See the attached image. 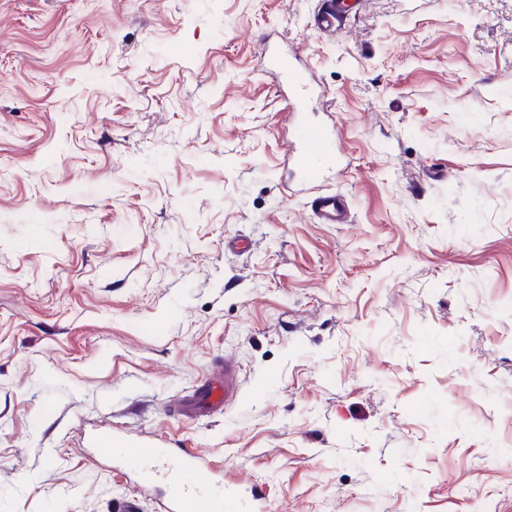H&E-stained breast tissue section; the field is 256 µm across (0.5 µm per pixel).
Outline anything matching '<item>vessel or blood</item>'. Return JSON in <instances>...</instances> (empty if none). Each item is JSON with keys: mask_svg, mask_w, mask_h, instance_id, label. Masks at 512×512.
Listing matches in <instances>:
<instances>
[{"mask_svg": "<svg viewBox=\"0 0 512 512\" xmlns=\"http://www.w3.org/2000/svg\"><path fill=\"white\" fill-rule=\"evenodd\" d=\"M347 10L346 0H325L314 21L319 29L333 35L340 30ZM264 70L277 79L281 100L295 119L286 140V158L295 185L316 192L311 201L315 223H348L347 201L338 194L318 190L327 170L338 165L341 156L323 126L301 119L307 101L301 73L293 69L287 56L272 49L264 52ZM236 389L237 370L228 360L223 370L210 373L193 396L181 404V414L193 419L220 410ZM160 457L173 460V466L167 472L169 492L160 505L161 512H234V504L225 496L223 480L218 478L209 459L197 449L174 451L154 442L142 443L141 463L132 468V475L144 482H153L154 477L147 472L145 464Z\"/></svg>", "mask_w": 512, "mask_h": 512, "instance_id": "1", "label": "vessel or blood"}]
</instances>
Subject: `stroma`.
Here are the masks:
<instances>
[{"label":"stroma","instance_id":"35a3bbf8","mask_svg":"<svg viewBox=\"0 0 512 512\" xmlns=\"http://www.w3.org/2000/svg\"><path fill=\"white\" fill-rule=\"evenodd\" d=\"M320 5L0 0V512H159L97 424L239 512H512V0ZM266 44L351 223L286 194ZM227 356L236 400L174 412ZM324 7L314 16L315 24L322 31L336 35L343 25V15L349 5L345 0H324ZM158 457L175 458L166 473L169 493L160 504L162 512H232L235 506L224 492V481L209 459L195 448L173 451L156 442L140 444V465L129 466L123 456V467L140 480L153 483L154 475L144 467L146 461Z\"/></svg>","mask_w":512,"mask_h":512}]
</instances>
